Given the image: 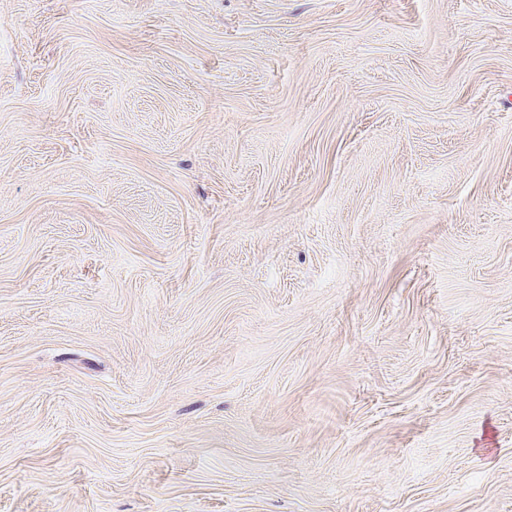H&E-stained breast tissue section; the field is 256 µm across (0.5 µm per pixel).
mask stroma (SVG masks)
Returning a JSON list of instances; mask_svg holds the SVG:
<instances>
[{"mask_svg":"<svg viewBox=\"0 0 512 512\" xmlns=\"http://www.w3.org/2000/svg\"><path fill=\"white\" fill-rule=\"evenodd\" d=\"M0 512H512V0H0Z\"/></svg>","mask_w":512,"mask_h":512,"instance_id":"stroma-1","label":"stroma"}]
</instances>
